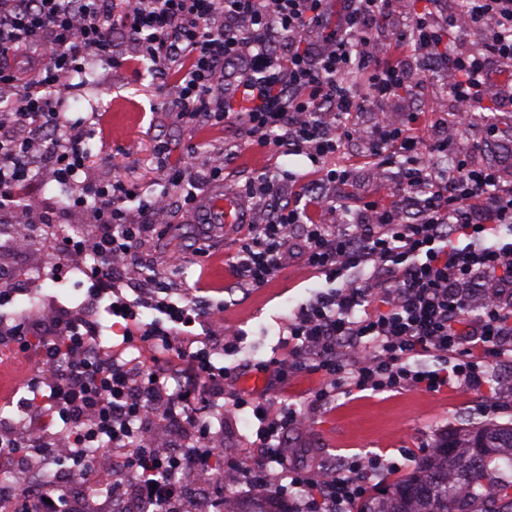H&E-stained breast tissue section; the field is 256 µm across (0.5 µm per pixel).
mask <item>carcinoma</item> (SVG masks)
<instances>
[{"label":"carcinoma","instance_id":"cac0c4a2","mask_svg":"<svg viewBox=\"0 0 512 512\" xmlns=\"http://www.w3.org/2000/svg\"><path fill=\"white\" fill-rule=\"evenodd\" d=\"M224 512H276L262 497ZM354 512H512V425L446 433L436 451Z\"/></svg>","mask_w":512,"mask_h":512}]
</instances>
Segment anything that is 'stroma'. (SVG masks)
Returning a JSON list of instances; mask_svg holds the SVG:
<instances>
[{
    "label": "stroma",
    "mask_w": 512,
    "mask_h": 512,
    "mask_svg": "<svg viewBox=\"0 0 512 512\" xmlns=\"http://www.w3.org/2000/svg\"><path fill=\"white\" fill-rule=\"evenodd\" d=\"M410 76L419 86L386 102L384 111L358 112L354 122L367 127L406 112L419 115L416 134L423 152L453 129L457 146L472 165L490 167L504 179H512V104L499 103L491 125H458L455 106L445 88L446 80L433 75V63L414 48L403 51ZM92 77L77 85L65 111L71 119H85L96 129L87 150L98 176L122 179L135 195L126 200L137 211L143 199L165 192L171 207L158 219L138 251L164 280L170 298L193 291L195 284H212L209 297L225 307L228 325L234 330L233 354L224 356V366L239 369L236 388L246 394L264 395L273 410L306 411L320 375L296 372L275 387L262 384L261 367L276 354L278 334L293 311L321 291L325 281L299 261H292L266 288L252 291L241 285L227 264L251 223L260 219L250 202H243L244 223L232 229L203 224L198 214H185L177 204L181 189L174 185V172L191 167L203 174L211 154L233 147L224 164V181L199 183L200 199L223 193L239 194L258 172L282 168L316 182L322 170H347L350 179L330 185L327 194L349 213H357L365 195L381 185L394 184L397 168L381 166L365 145L348 141L322 165H313L302 155H282L247 140L238 127L210 128L181 121L173 107V79L148 74L137 62L109 68L87 63ZM171 258L181 259L180 270L168 267ZM492 392L476 395L457 389L438 393L416 390L372 392L340 396L332 408L312 414L308 430L289 433L286 442L298 460L340 464L354 454L383 453L412 469L415 460L430 454L445 432L481 423L512 422V363L493 365L489 371ZM224 454L241 457L253 441L255 426L249 415L225 404Z\"/></svg>",
    "instance_id": "35a3bbf8"
}]
</instances>
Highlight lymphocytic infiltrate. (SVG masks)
Wrapping results in <instances>:
<instances>
[{
  "label": "lymphocytic infiltrate",
  "mask_w": 512,
  "mask_h": 512,
  "mask_svg": "<svg viewBox=\"0 0 512 512\" xmlns=\"http://www.w3.org/2000/svg\"><path fill=\"white\" fill-rule=\"evenodd\" d=\"M343 2L333 28L325 24L331 0H0V212L21 213L13 232L19 247L32 222L55 223L57 212L28 189L31 172L19 159L31 156L70 188L71 207L85 211L91 226L88 235L59 236L52 245L55 269L83 263L90 283L81 317L50 316L58 345H33L31 324L0 299V335L38 357L29 409L62 422L49 433L0 442V466L21 471L39 458L65 459L74 476L70 489H49L41 498L1 494L0 512H69L76 497L78 512H142L147 504L152 512H186L185 489L164 481L171 470L205 481L209 493L224 492L215 470L223 450L201 418L234 377L213 362L224 344V308L198 292L164 298L166 285L156 278L140 283L139 297L114 295L127 279V258L166 203L153 197L128 211L126 184L99 178L89 165L92 129L62 110L73 72L92 59L118 63L117 30L137 56L176 75L182 119L237 126L262 146L314 160L354 139L377 157L411 156L396 187L367 195L354 222L309 221L308 207L327 199L304 184L307 208L276 209L229 259L233 277L252 288L269 285L294 256L329 280L330 289L289 317L282 353L269 363L281 378L296 371L321 376L311 410L365 390L455 386L483 393L488 367L512 359V181L457 158L447 136L433 150L455 156L452 167L420 158L416 114L371 130L350 121L355 112L381 111L407 87L400 50L408 46L445 68L451 98L474 111L488 97V64L512 69V39L505 37L512 0H473L443 24L427 13L414 17L383 60L369 51L372 30L396 0ZM453 30L485 35L484 51L448 54ZM235 63L239 71L227 75ZM354 69L368 77L366 95L344 81ZM106 296L125 325L105 350L93 315ZM144 303L159 313L149 324L139 318ZM190 322L203 334L187 330ZM60 345L69 353L63 366L55 362ZM423 356L436 358L439 368L416 367ZM171 379L183 392L169 405ZM233 405L251 409L256 438L244 457L224 459V470L242 475L250 494L274 498L281 512L297 491L304 495L300 512H350L372 478L399 469L376 453L352 456L338 470L299 465L284 443L306 414L274 412L267 400L238 392ZM134 428L139 440L121 461L134 485L111 483L103 504L83 498L85 486L102 477L86 458L87 443L105 434L119 444Z\"/></svg>",
  "instance_id": "f902f5d3"
}]
</instances>
